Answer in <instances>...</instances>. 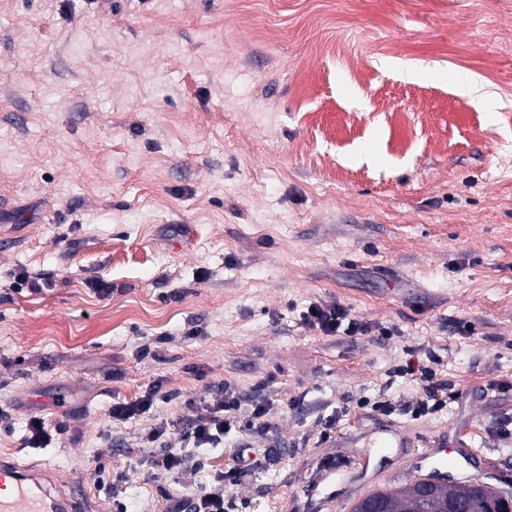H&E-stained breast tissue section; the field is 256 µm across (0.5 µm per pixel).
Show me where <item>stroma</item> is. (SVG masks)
<instances>
[{"mask_svg": "<svg viewBox=\"0 0 512 512\" xmlns=\"http://www.w3.org/2000/svg\"><path fill=\"white\" fill-rule=\"evenodd\" d=\"M315 303L370 333L324 334ZM410 362L447 407L412 414ZM218 385L271 433L155 478L145 437ZM1 405L68 431L0 455L128 512L239 453L233 512L350 508L428 448L512 489V0H0ZM390 429L405 447L349 480L347 438ZM160 398V389L153 386L145 392L143 396L132 402H118L112 404L111 417L113 420L123 421L132 418L135 415L146 413Z\"/></svg>", "mask_w": 512, "mask_h": 512, "instance_id": "1", "label": "stroma"}]
</instances>
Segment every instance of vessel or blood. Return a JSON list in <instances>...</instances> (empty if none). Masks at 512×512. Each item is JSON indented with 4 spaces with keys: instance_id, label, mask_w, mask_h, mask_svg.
Wrapping results in <instances>:
<instances>
[{
    "instance_id": "obj_1",
    "label": "vessel or blood",
    "mask_w": 512,
    "mask_h": 512,
    "mask_svg": "<svg viewBox=\"0 0 512 512\" xmlns=\"http://www.w3.org/2000/svg\"><path fill=\"white\" fill-rule=\"evenodd\" d=\"M5 483L10 491L0 495V512H101L98 496L80 481L60 480L40 465L0 457V485Z\"/></svg>"
}]
</instances>
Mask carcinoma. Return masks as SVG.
<instances>
[{
    "label": "carcinoma",
    "mask_w": 512,
    "mask_h": 512,
    "mask_svg": "<svg viewBox=\"0 0 512 512\" xmlns=\"http://www.w3.org/2000/svg\"><path fill=\"white\" fill-rule=\"evenodd\" d=\"M413 483L380 491L387 512H446L448 502L457 498L467 502L470 512H512V498H504L488 487L479 490L469 483L447 485L433 501L424 505L412 493Z\"/></svg>",
    "instance_id": "carcinoma-1"
}]
</instances>
